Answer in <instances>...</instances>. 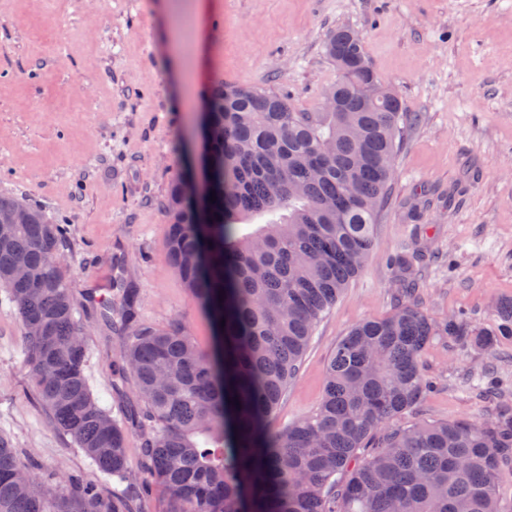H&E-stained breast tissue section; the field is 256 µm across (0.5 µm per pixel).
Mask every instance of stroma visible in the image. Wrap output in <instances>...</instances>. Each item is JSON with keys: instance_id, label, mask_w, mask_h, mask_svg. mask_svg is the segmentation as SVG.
Returning <instances> with one entry per match:
<instances>
[{"instance_id": "1", "label": "stroma", "mask_w": 512, "mask_h": 512, "mask_svg": "<svg viewBox=\"0 0 512 512\" xmlns=\"http://www.w3.org/2000/svg\"><path fill=\"white\" fill-rule=\"evenodd\" d=\"M0 0V194L69 225L68 277L88 337L86 375L110 413L137 406L118 379L110 328L84 312L122 278L138 313L178 321L200 347L209 319L167 256L170 184L198 174L199 130L214 83L263 85L300 111L336 81L324 42L357 32L382 82L417 123L395 158L365 267L318 322L273 421L311 414L328 359L353 325L402 299L398 254L420 253L410 301L436 322L462 314L490 328L512 298V0ZM436 387L402 426L484 419L471 383L493 368L512 404V339L460 352L447 337L421 355ZM0 435L36 474L99 472L38 403L14 304L0 290Z\"/></svg>"}]
</instances>
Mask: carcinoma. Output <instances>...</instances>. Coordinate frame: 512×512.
Here are the masks:
<instances>
[{
	"label": "carcinoma",
	"mask_w": 512,
	"mask_h": 512,
	"mask_svg": "<svg viewBox=\"0 0 512 512\" xmlns=\"http://www.w3.org/2000/svg\"><path fill=\"white\" fill-rule=\"evenodd\" d=\"M326 53L338 72L330 110L297 111L270 88L210 91L216 201L200 214L180 177L165 210L170 264L210 318L211 344L201 349L178 321L139 318L131 288L120 305L99 304L97 318L122 342L112 374L132 378L140 400L121 421L90 391L67 267L50 263L70 250L68 225L0 195V288L18 310L37 400L102 474L125 484L111 494L76 474L39 482L0 435V512H136L146 487L128 470L131 431L142 471L168 492L167 512H500L512 407L488 422L388 425L425 399L420 357L430 340L490 348L512 337V300L499 303L491 330L459 316L438 325L406 302L350 328L316 410L272 427L317 322L369 258L414 123L356 32L333 31ZM479 381L483 398L501 396L490 374Z\"/></svg>",
	"instance_id": "1"
}]
</instances>
